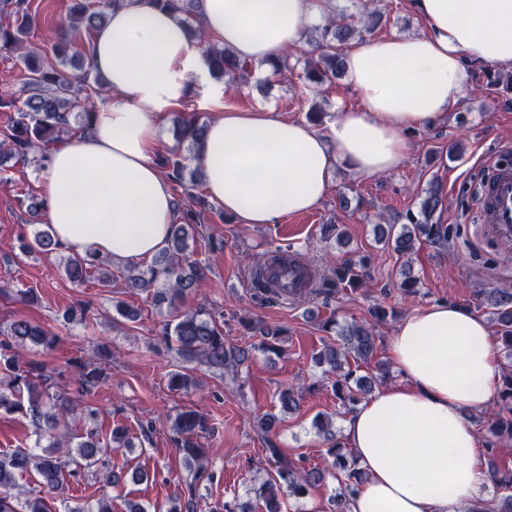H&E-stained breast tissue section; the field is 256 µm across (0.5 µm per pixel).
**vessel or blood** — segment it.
<instances>
[{
	"mask_svg": "<svg viewBox=\"0 0 512 512\" xmlns=\"http://www.w3.org/2000/svg\"><path fill=\"white\" fill-rule=\"evenodd\" d=\"M479 223L496 239L512 238V148H498L487 162L477 188Z\"/></svg>",
	"mask_w": 512,
	"mask_h": 512,
	"instance_id": "1",
	"label": "vessel or blood"
}]
</instances>
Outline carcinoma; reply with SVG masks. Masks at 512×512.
I'll return each instance as SVG.
<instances>
[{"instance_id": "1", "label": "carcinoma", "mask_w": 512, "mask_h": 512, "mask_svg": "<svg viewBox=\"0 0 512 512\" xmlns=\"http://www.w3.org/2000/svg\"><path fill=\"white\" fill-rule=\"evenodd\" d=\"M126 0H69L66 22L59 40L52 46V56L39 55L29 45V35L36 24V14L31 12L28 0H0V14L14 16V23L0 24V51L17 54L18 61L25 68L29 95L21 103L11 98V94L0 92V109L14 110L10 121L0 129V166L4 160L22 162L38 145L55 144L69 135L72 130L73 111L78 109L82 122L78 130L87 131L92 109L89 101L81 94L90 84H101L96 76L92 53V35L106 21L108 10L124 4ZM156 7L174 11L187 26L191 39L201 45L204 60L210 72L229 78L245 81L252 74L251 65L240 61L228 48L209 39L198 25L200 0H152ZM353 33L351 24L334 16L309 30L310 42L317 55L307 59L303 68V79L307 86H322L341 74L343 54L340 47L347 44ZM73 71H68L67 67ZM207 124L194 117H180L176 120V138L180 143H188V151L196 152L198 142L204 137ZM157 165L164 169L167 177L183 189L189 202L177 203L181 211V223L170 227L165 249L157 255L149 268H129L122 275V287L127 293L153 292V301L160 307L167 306L175 312L167 321L164 336L174 343L177 355L187 364L204 366L215 372L235 370L248 360L253 346H239L226 341L224 331L211 314L202 311L179 309L187 296L203 287L206 275L191 259L189 241L195 239L202 227L201 214L194 209L199 197L194 190L203 182L200 168L185 176L184 157L173 150L158 156ZM441 203L439 193L431 191L424 197L418 214L409 215V223L401 226L399 232L393 228L381 231V238L393 243L394 249L407 254L413 250L414 241L424 237L433 241L448 240V226L430 224L428 220ZM25 254H49L58 250V245L48 228L37 229L32 237L23 242ZM274 261L282 268L283 277H288V269L297 271L305 265L295 256L284 250L270 252L268 259L257 262L252 273L253 298L259 304L286 300L285 288L269 275L268 261ZM364 261L346 263L336 268L334 277L320 282L310 289L312 294L328 296L334 288L348 285L356 288L362 285L366 276ZM97 270L101 282L112 283V273L99 266V260L92 255H71L64 263L67 278L76 284L84 283L91 270ZM483 302L493 308L492 316L499 326L500 340L506 358H512V292L495 289L489 292ZM261 336L259 347L280 356L285 353L282 346L283 330L277 326L247 320ZM322 328L326 332L337 331L334 343H326L315 357L316 364L327 368L336 376L333 391L336 399L345 406L356 405L361 398L371 393L377 383L376 378L359 376L352 366H360L370 361L377 350L376 336L363 325H351L336 329V321L325 320ZM58 338L44 326L34 321L18 318L7 330L0 333V370L10 373L7 388L0 387V410L25 409V415L36 429L39 438L48 440L43 453L34 454L15 451L0 457V512H47L42 499H20L11 494L17 476L33 469L40 477L41 484L59 494L65 490L67 478L75 477L81 469H90L105 463L112 450L129 445L125 429H112L111 444L104 446L93 430L83 435L59 432L61 420L72 415L75 403L91 394L110 376L112 352L104 345L98 347L95 358L103 365L86 362L73 381L72 391H55L54 372L46 370L43 363H26L18 359L15 349L26 345L52 349ZM501 386L494 411L486 416L487 455L493 457L497 444L502 439L512 440V365H506L500 374ZM171 390L189 391L195 386L190 369L176 371L169 378ZM280 413L294 412L298 407V394L292 388H284L278 396ZM281 418L267 414L256 423V430L264 440L265 452L274 465V474L265 479L257 489L255 499L218 502L210 512H282V496L296 499L308 495L312 488L324 480L326 467L312 464L300 457L285 456L272 441L277 423ZM318 432L327 442L326 455L332 458V465L343 475L340 492L333 499L334 512H347L348 498L364 480L353 452L345 453L336 442L333 422L321 420L317 423ZM211 426L206 415L197 410H182L170 418L169 432L172 442L180 448L186 458L197 464V475L205 468L201 464L206 454L202 439L210 433ZM487 479L496 489L491 499L492 512H512V469H498L491 466Z\"/></svg>"}]
</instances>
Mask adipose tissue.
I'll return each mask as SVG.
<instances>
[{"mask_svg":"<svg viewBox=\"0 0 512 512\" xmlns=\"http://www.w3.org/2000/svg\"><path fill=\"white\" fill-rule=\"evenodd\" d=\"M428 31L371 40L345 55L362 109L338 113L326 131L275 109H225L207 124L197 156L211 201L240 224H271L316 208L338 165L372 176L396 170L405 130L459 107L469 64L512 67V0H414ZM328 0H202L200 24L257 65L304 43ZM96 68L114 99L89 132L51 148L41 198L55 238L70 253L121 264L151 259L179 213L154 160L159 117L204 71L199 46L151 0L113 9L93 39ZM401 383L359 403L345 421L366 480L348 512H462L486 503L484 460L470 413L500 387L489 324L447 303L416 309L389 342Z\"/></svg>","mask_w":512,"mask_h":512,"instance_id":"1","label":"adipose tissue"}]
</instances>
